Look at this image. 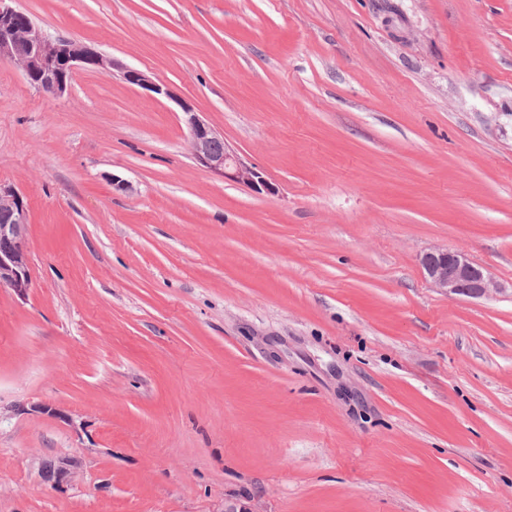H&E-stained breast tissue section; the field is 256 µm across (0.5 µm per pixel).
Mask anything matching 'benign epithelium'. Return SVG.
Returning a JSON list of instances; mask_svg holds the SVG:
<instances>
[{
	"mask_svg": "<svg viewBox=\"0 0 512 512\" xmlns=\"http://www.w3.org/2000/svg\"><path fill=\"white\" fill-rule=\"evenodd\" d=\"M17 0H0V58L12 62L28 83L53 96L64 95L78 70L117 71L125 83L159 97L172 98L164 82L129 68L94 46L74 39L45 34L32 17L13 6ZM194 160L205 171L226 181L243 184L268 195L276 187L258 166L245 162L224 144V136L188 103L181 104ZM29 210L21 193L0 183V288L15 296H27L31 284L27 251ZM424 274L433 288L472 298L497 291L483 267L460 250L437 248L421 257Z\"/></svg>",
	"mask_w": 512,
	"mask_h": 512,
	"instance_id": "7a95c632",
	"label": "benign epithelium"
}]
</instances>
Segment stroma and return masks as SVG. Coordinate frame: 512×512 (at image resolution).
<instances>
[{
    "label": "stroma",
    "mask_w": 512,
    "mask_h": 512,
    "mask_svg": "<svg viewBox=\"0 0 512 512\" xmlns=\"http://www.w3.org/2000/svg\"><path fill=\"white\" fill-rule=\"evenodd\" d=\"M19 5L174 96L0 58V512H512V0ZM436 247L497 292L431 288ZM180 106L185 115L192 156L200 167L224 181L246 185L255 193H276V187L260 167L245 162L224 142L223 134L195 112L190 104L181 103ZM217 143L223 144L221 150L217 149ZM29 210L21 193L0 183V288L25 298L32 278L27 251Z\"/></svg>",
    "instance_id": "stroma-1"
}]
</instances>
